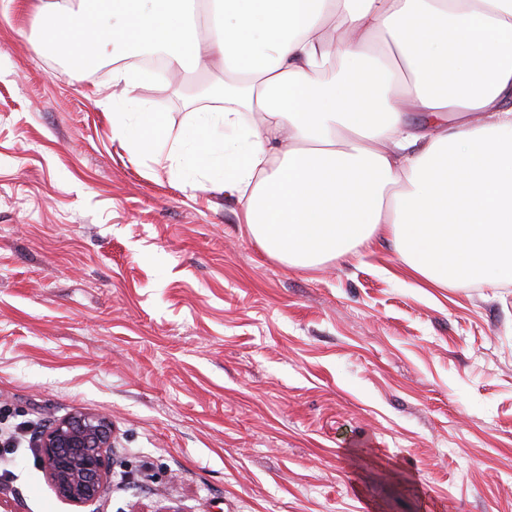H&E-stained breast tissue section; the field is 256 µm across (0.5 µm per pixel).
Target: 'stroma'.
Returning a JSON list of instances; mask_svg holds the SVG:
<instances>
[{"label":"stroma","instance_id":"35a3bbf8","mask_svg":"<svg viewBox=\"0 0 512 512\" xmlns=\"http://www.w3.org/2000/svg\"><path fill=\"white\" fill-rule=\"evenodd\" d=\"M36 5L0 6V423L110 417L100 512H512V285L431 287L382 238L270 257L169 159L223 60L137 89V152L104 109L130 55L75 72ZM0 467V512H75L28 447ZM157 79V73L150 70H141L132 73L125 68H113L112 82L114 86H123L125 94L123 108L132 107L140 114V120L134 124H116L117 134L132 148L143 149L149 147L159 135L161 127V113L149 112L134 96L133 91L140 85Z\"/></svg>","mask_w":512,"mask_h":512}]
</instances>
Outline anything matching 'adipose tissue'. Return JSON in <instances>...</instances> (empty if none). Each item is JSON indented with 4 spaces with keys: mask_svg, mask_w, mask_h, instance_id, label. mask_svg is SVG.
Masks as SVG:
<instances>
[{
    "mask_svg": "<svg viewBox=\"0 0 512 512\" xmlns=\"http://www.w3.org/2000/svg\"><path fill=\"white\" fill-rule=\"evenodd\" d=\"M194 0H42L43 42L82 62L160 50L182 70ZM208 45L237 81L201 113L188 156L224 165L272 257L310 267L388 238L441 287L512 283V0H206ZM156 72L114 68L132 148L161 115L134 97ZM252 113L244 123L243 113Z\"/></svg>",
    "mask_w": 512,
    "mask_h": 512,
    "instance_id": "obj_1",
    "label": "adipose tissue"
}]
</instances>
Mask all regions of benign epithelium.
I'll list each match as a JSON object with an SVG mask.
<instances>
[{
    "instance_id": "obj_1",
    "label": "benign epithelium",
    "mask_w": 512,
    "mask_h": 512,
    "mask_svg": "<svg viewBox=\"0 0 512 512\" xmlns=\"http://www.w3.org/2000/svg\"><path fill=\"white\" fill-rule=\"evenodd\" d=\"M43 467L62 500L77 508L105 497L106 456L112 447V421L103 415L76 412L35 441Z\"/></svg>"
}]
</instances>
